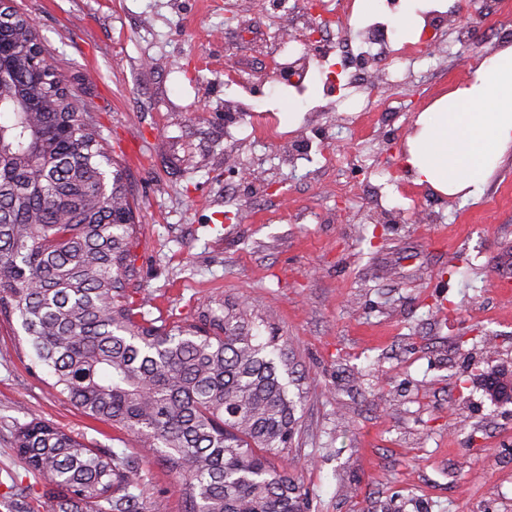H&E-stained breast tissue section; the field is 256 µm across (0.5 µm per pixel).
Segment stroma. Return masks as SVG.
Listing matches in <instances>:
<instances>
[{"instance_id": "35a3bbf8", "label": "stroma", "mask_w": 512, "mask_h": 512, "mask_svg": "<svg viewBox=\"0 0 512 512\" xmlns=\"http://www.w3.org/2000/svg\"><path fill=\"white\" fill-rule=\"evenodd\" d=\"M15 4L126 169L139 220L131 301L190 320L237 302L285 343L299 402L283 463L309 512H512V402L486 389L492 372L512 381V147L467 198L416 183L388 148L512 46V16L453 50L446 29L382 86L399 109L381 114L357 93L324 98L317 70L307 111L276 91L271 58L295 39L269 0ZM307 139L308 160L288 168L282 153ZM354 164L397 223L381 222ZM433 200L437 224L423 218ZM15 339L1 319L0 512L52 508L13 446L34 417L135 453L147 499L182 512L176 476L51 393Z\"/></svg>"}]
</instances>
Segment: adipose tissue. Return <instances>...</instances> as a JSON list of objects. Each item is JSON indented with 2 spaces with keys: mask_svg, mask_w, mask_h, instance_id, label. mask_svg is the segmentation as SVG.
Wrapping results in <instances>:
<instances>
[{
  "mask_svg": "<svg viewBox=\"0 0 512 512\" xmlns=\"http://www.w3.org/2000/svg\"><path fill=\"white\" fill-rule=\"evenodd\" d=\"M406 163L418 183L448 195H472L512 146V47L475 69L473 83L420 113Z\"/></svg>",
  "mask_w": 512,
  "mask_h": 512,
  "instance_id": "1",
  "label": "adipose tissue"
}]
</instances>
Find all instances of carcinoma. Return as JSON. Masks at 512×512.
Here are the masks:
<instances>
[{
	"instance_id": "1",
	"label": "carcinoma",
	"mask_w": 512,
	"mask_h": 512,
	"mask_svg": "<svg viewBox=\"0 0 512 512\" xmlns=\"http://www.w3.org/2000/svg\"><path fill=\"white\" fill-rule=\"evenodd\" d=\"M35 24L0 17V317L47 387L86 416L140 437L179 478L184 512H307L276 460L297 402L277 336L241 305L195 320L129 301L136 216L124 169L89 104L48 61ZM18 454L49 486L52 512H166L143 503L138 456L93 448L33 419Z\"/></svg>"
}]
</instances>
